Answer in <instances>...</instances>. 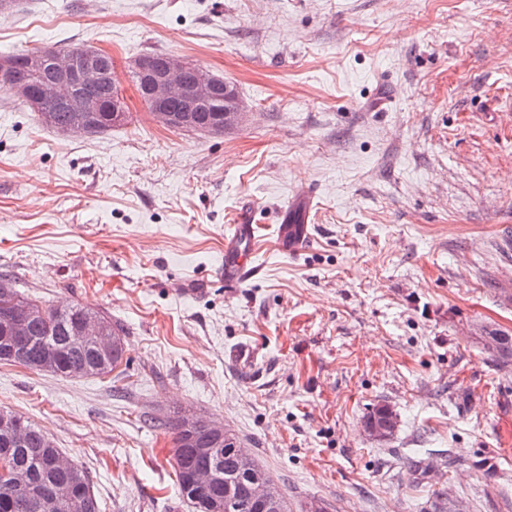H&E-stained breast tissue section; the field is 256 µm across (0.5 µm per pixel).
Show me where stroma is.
Masks as SVG:
<instances>
[{
	"instance_id": "35a3bbf8",
	"label": "stroma",
	"mask_w": 512,
	"mask_h": 512,
	"mask_svg": "<svg viewBox=\"0 0 512 512\" xmlns=\"http://www.w3.org/2000/svg\"><path fill=\"white\" fill-rule=\"evenodd\" d=\"M87 44L128 119L66 137L0 90V277L124 332L122 363H0V408L83 469L104 512H193L172 411L234 431L293 508L512 512V0H17L0 57ZM234 84L223 134L158 125L147 52ZM312 198L292 252L283 209ZM247 210L256 269L228 287ZM250 346L253 360L232 364ZM397 427L364 433L372 408ZM421 459L428 472L411 465Z\"/></svg>"
}]
</instances>
